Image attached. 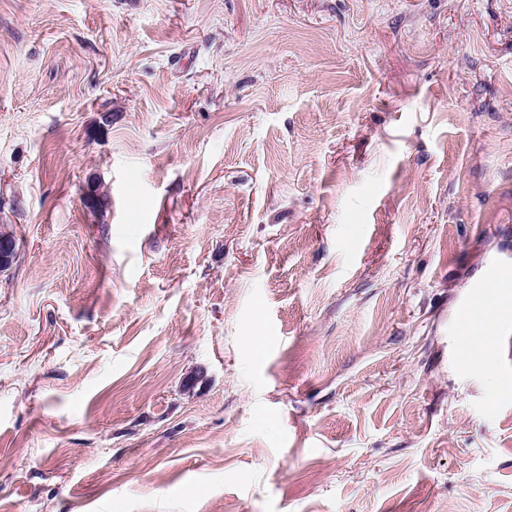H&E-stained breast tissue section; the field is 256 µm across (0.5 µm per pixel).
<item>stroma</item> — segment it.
<instances>
[{"mask_svg": "<svg viewBox=\"0 0 512 512\" xmlns=\"http://www.w3.org/2000/svg\"><path fill=\"white\" fill-rule=\"evenodd\" d=\"M0 229V512H512V0H0ZM491 268L492 277L490 276V278L488 279H481L472 286L476 294H486L488 288H490V280H493L495 282V288H511L512 271L510 270V262H508L507 260L496 259L491 261ZM492 314L491 310L476 311L473 313V325L470 336H468V350L475 359H481L486 362L489 358L488 346L486 344V329L488 326V317Z\"/></svg>", "mask_w": 512, "mask_h": 512, "instance_id": "35a3bbf8", "label": "stroma"}]
</instances>
